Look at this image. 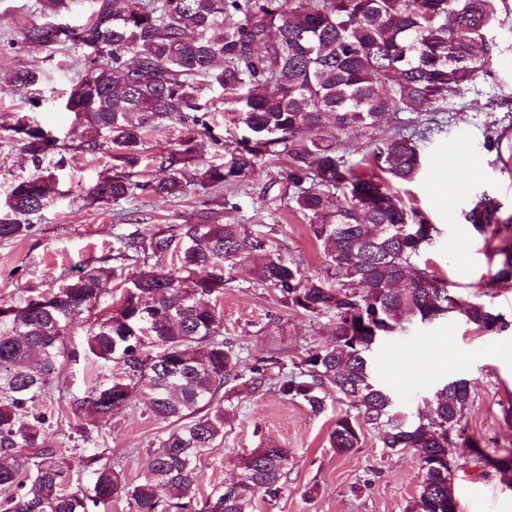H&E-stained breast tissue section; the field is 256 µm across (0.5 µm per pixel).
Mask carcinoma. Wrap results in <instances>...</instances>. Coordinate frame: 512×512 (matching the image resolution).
<instances>
[{
    "label": "carcinoma",
    "instance_id": "1",
    "mask_svg": "<svg viewBox=\"0 0 512 512\" xmlns=\"http://www.w3.org/2000/svg\"><path fill=\"white\" fill-rule=\"evenodd\" d=\"M39 2L43 22L25 37L86 50L84 75L65 101L83 128L77 148L92 154L107 146L123 163L92 187L95 201L132 199L143 188L133 177L145 139L175 121L181 138L161 154L165 175L148 184L153 193L182 196L191 168L193 182L229 192L222 206L238 211L236 191L281 159L289 190L281 203L308 221L329 267L324 278L306 276L249 225L221 223L208 208L171 233L117 237L111 268L90 266L22 305L0 302V512H91L88 503L105 510L122 496L135 512H253L257 497L278 494L288 449L258 448L240 460L246 481L197 498V461L224 437V388L256 390L279 363L257 361L246 378L239 353L224 341L215 300L232 272L278 290L293 310L334 320L333 341L306 350L297 369L282 373L278 392L314 413L335 392L369 421L386 422L384 447L420 452L424 479L410 512H456L450 432L472 399L469 382L439 385L430 416L403 426L389 418L393 396L375 381L370 353L406 316L436 321L452 306L479 328L499 322L414 264L438 230L395 188L421 173L420 144L442 128L448 98L487 72L499 0H88L86 23L65 28L56 20L69 0ZM212 91L224 94V112L242 129L220 163L198 153L199 139L211 134L202 101ZM399 112L411 118L370 137L369 165L349 163L344 145L353 129L376 131ZM14 132L37 163L57 142L20 121ZM58 186L53 172L38 169L14 185L6 205L16 215L38 212L60 195ZM498 211L484 196L466 220L483 234L500 223ZM29 229L1 220L0 240ZM169 255L177 267L163 264ZM132 265L118 305L90 324L84 348L120 372L96 381L71 410L103 420L138 401L171 429L136 485L101 464L89 498L73 488L67 459L44 443L51 415L41 401L59 367L79 357L67 345L71 326L112 293L117 270ZM329 439L348 453L359 447L360 427L341 417Z\"/></svg>",
    "mask_w": 512,
    "mask_h": 512
}]
</instances>
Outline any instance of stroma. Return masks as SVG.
I'll list each match as a JSON object with an SVG mask.
<instances>
[{
	"instance_id": "1",
	"label": "stroma",
	"mask_w": 512,
	"mask_h": 512,
	"mask_svg": "<svg viewBox=\"0 0 512 512\" xmlns=\"http://www.w3.org/2000/svg\"><path fill=\"white\" fill-rule=\"evenodd\" d=\"M499 7V20L487 36L488 74L449 99L445 131L425 144L423 175L401 194L418 204L438 229L418 265L446 280L448 290L499 315L502 324L482 331L454 314L424 324L410 320L404 331L373 348L375 377L393 390L391 415L403 424L428 415L431 395L448 375L469 380L473 400L451 436L457 512H512V480L485 462L489 456L512 455V281L494 280L500 249L512 248V0H501ZM39 18V0H0V219L9 215L5 201L13 185L37 168L54 172L61 190L49 207L23 216L31 227L28 235L0 241V301L15 304L77 279L85 267H111L116 236L195 220L203 200L192 186L176 199L157 197L145 188L163 174L161 152L180 138L181 128L174 123L147 138L139 176L144 188L119 206L96 203L89 196L97 180L117 165L113 153L57 150L34 164L13 124L23 117L59 140H69L75 117L64 102L84 74L81 49L25 40L26 29ZM21 69L39 72L40 84L28 88L15 83L13 76ZM461 141L472 147L465 163L455 153ZM284 169V163L271 162L257 172L238 193L236 218L265 237L285 262L299 263L308 276H324L328 262L323 246L308 224L280 205L288 188ZM484 195L500 205L501 222L488 235L476 232L465 219ZM219 306L224 338L245 364L271 356L280 364L268 369L261 390L225 398L224 437L198 464L201 495L233 479L244 455L273 446L288 449V473L277 497L257 500L254 512H407L423 480L416 449L384 447L381 427L342 396L328 397L324 412L316 414L277 390L281 369H294L305 350L332 341L331 316L296 312L285 306L277 290L241 278L226 284ZM105 373L87 356L66 362L44 400L52 413L44 442L69 459L76 484L84 488L92 477L83 460L92 454L137 483L151 451L170 428L139 403L95 424L74 415L71 400L84 396L90 378ZM345 415L356 419L361 443L340 454L331 447L329 434ZM472 440L483 456L472 453Z\"/></svg>"
}]
</instances>
